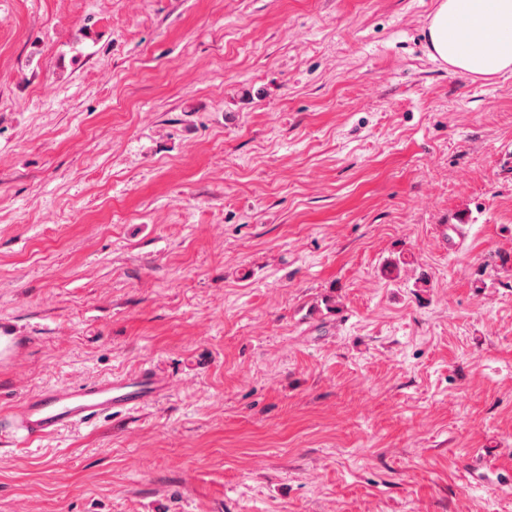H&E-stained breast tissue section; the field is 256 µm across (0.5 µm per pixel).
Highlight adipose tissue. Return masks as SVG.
Listing matches in <instances>:
<instances>
[{
    "instance_id": "ef3b65f1",
    "label": "adipose tissue",
    "mask_w": 512,
    "mask_h": 512,
    "mask_svg": "<svg viewBox=\"0 0 512 512\" xmlns=\"http://www.w3.org/2000/svg\"><path fill=\"white\" fill-rule=\"evenodd\" d=\"M427 40L430 58L450 72L512 75V0H439Z\"/></svg>"
}]
</instances>
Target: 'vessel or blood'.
I'll list each match as a JSON object with an SVG mask.
<instances>
[{
  "label": "vessel or blood",
  "mask_w": 512,
  "mask_h": 512,
  "mask_svg": "<svg viewBox=\"0 0 512 512\" xmlns=\"http://www.w3.org/2000/svg\"><path fill=\"white\" fill-rule=\"evenodd\" d=\"M19 351L13 328L0 327V366L10 364ZM168 389L166 377L148 364L112 377L40 389L0 412V447L27 446L107 413L139 411L156 404Z\"/></svg>",
  "instance_id": "obj_1"
}]
</instances>
